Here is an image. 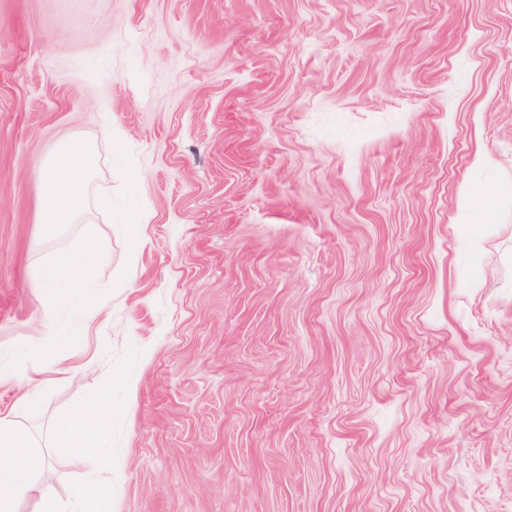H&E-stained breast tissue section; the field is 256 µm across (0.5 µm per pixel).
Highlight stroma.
<instances>
[{
  "mask_svg": "<svg viewBox=\"0 0 512 512\" xmlns=\"http://www.w3.org/2000/svg\"><path fill=\"white\" fill-rule=\"evenodd\" d=\"M72 139L97 170L52 235ZM88 235L47 309L33 269ZM0 367L62 501L512 512V0H0ZM102 392L73 464L51 426ZM97 168L93 148L80 140L62 143L39 166L40 224L53 230L75 223ZM507 192L505 189H487L480 188L476 190L477 202L471 207L472 226L475 230H480L488 224H493L497 218V212L494 208L483 204L482 200L493 194L501 195Z\"/></svg>",
  "mask_w": 512,
  "mask_h": 512,
  "instance_id": "obj_1",
  "label": "stroma"
}]
</instances>
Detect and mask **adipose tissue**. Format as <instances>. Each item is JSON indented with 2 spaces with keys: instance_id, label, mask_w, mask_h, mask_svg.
I'll use <instances>...</instances> for the list:
<instances>
[{
  "instance_id": "obj_1",
  "label": "adipose tissue",
  "mask_w": 512,
  "mask_h": 512,
  "mask_svg": "<svg viewBox=\"0 0 512 512\" xmlns=\"http://www.w3.org/2000/svg\"><path fill=\"white\" fill-rule=\"evenodd\" d=\"M96 168L97 157L89 144L70 140L59 145L36 173L40 223L54 230L74 223ZM99 252L97 241L90 237L80 249L59 251L38 266L36 277L47 300H63L70 289L80 287L93 273ZM107 402V395L99 394L90 406L57 420L54 435L65 456L80 460L97 454ZM34 445L30 432L12 416H0V512H18L22 498L34 491L32 478L43 466L42 457L33 451ZM103 500L101 485L85 481L72 486L67 502L41 497L39 512H102Z\"/></svg>"
}]
</instances>
